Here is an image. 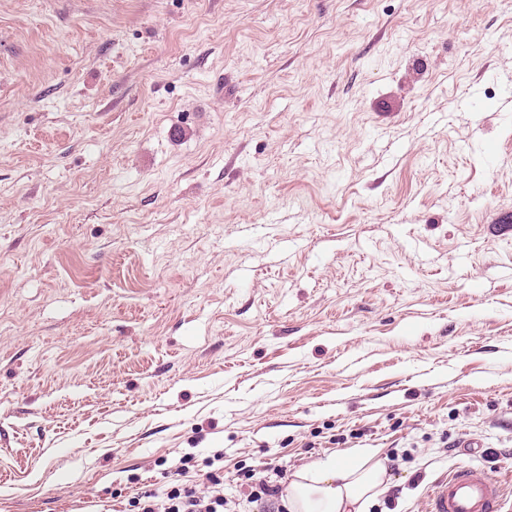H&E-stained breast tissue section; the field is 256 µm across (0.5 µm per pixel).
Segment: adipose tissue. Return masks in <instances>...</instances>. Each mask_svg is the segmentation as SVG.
I'll list each match as a JSON object with an SVG mask.
<instances>
[{
  "label": "adipose tissue",
  "instance_id": "1",
  "mask_svg": "<svg viewBox=\"0 0 512 512\" xmlns=\"http://www.w3.org/2000/svg\"><path fill=\"white\" fill-rule=\"evenodd\" d=\"M376 450L356 454L353 464L327 460L295 473L287 490L288 512H365L388 488Z\"/></svg>",
  "mask_w": 512,
  "mask_h": 512
}]
</instances>
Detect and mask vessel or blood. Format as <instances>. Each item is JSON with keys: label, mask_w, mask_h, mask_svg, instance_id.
I'll return each instance as SVG.
<instances>
[{"label": "vessel or blood", "mask_w": 512, "mask_h": 512, "mask_svg": "<svg viewBox=\"0 0 512 512\" xmlns=\"http://www.w3.org/2000/svg\"><path fill=\"white\" fill-rule=\"evenodd\" d=\"M502 506V490L491 471L464 465L433 485L426 512H500Z\"/></svg>", "instance_id": "1"}]
</instances>
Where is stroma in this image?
I'll list each match as a JSON object with an SVG mask.
<instances>
[{
  "label": "stroma",
  "mask_w": 512,
  "mask_h": 512,
  "mask_svg": "<svg viewBox=\"0 0 512 512\" xmlns=\"http://www.w3.org/2000/svg\"><path fill=\"white\" fill-rule=\"evenodd\" d=\"M512 512V0H0V512ZM377 449L355 455L349 465L327 460L297 471L287 490L289 512H366L388 489L387 471ZM499 481L484 466L464 465L439 479L430 490L427 512H500ZM207 489L185 487L172 489L165 496L154 494L143 496L140 502L141 512H223L224 511V477L210 474L206 477ZM222 492V493H221Z\"/></svg>",
  "instance_id": "1"
}]
</instances>
